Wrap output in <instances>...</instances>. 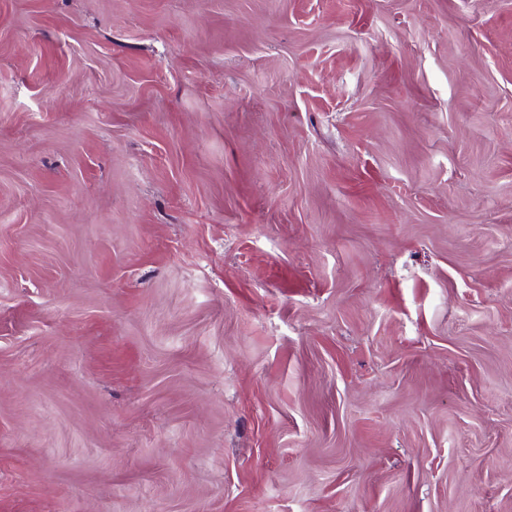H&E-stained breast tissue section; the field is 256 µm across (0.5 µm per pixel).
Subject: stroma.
I'll list each match as a JSON object with an SVG mask.
<instances>
[{"label": "stroma", "mask_w": 512, "mask_h": 512, "mask_svg": "<svg viewBox=\"0 0 512 512\" xmlns=\"http://www.w3.org/2000/svg\"><path fill=\"white\" fill-rule=\"evenodd\" d=\"M0 512H512V0H0Z\"/></svg>", "instance_id": "1"}]
</instances>
